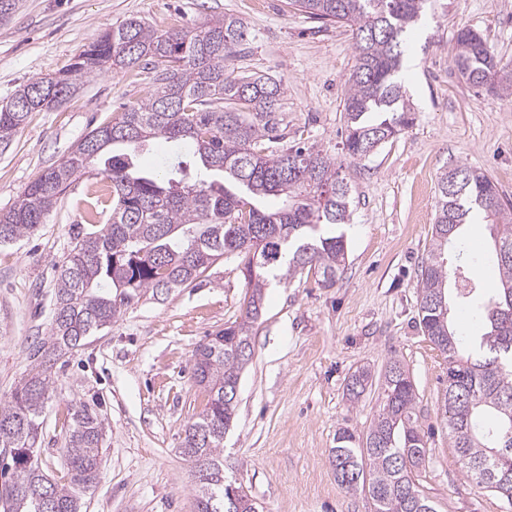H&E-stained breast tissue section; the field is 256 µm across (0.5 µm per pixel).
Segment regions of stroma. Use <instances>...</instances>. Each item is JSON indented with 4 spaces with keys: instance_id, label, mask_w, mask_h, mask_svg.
Here are the masks:
<instances>
[{
    "instance_id": "1",
    "label": "stroma",
    "mask_w": 512,
    "mask_h": 512,
    "mask_svg": "<svg viewBox=\"0 0 512 512\" xmlns=\"http://www.w3.org/2000/svg\"><path fill=\"white\" fill-rule=\"evenodd\" d=\"M227 14L248 27L234 66L284 86L289 139L341 157L352 36L289 0H17L15 11L0 18V105L21 85L66 68L126 19L158 31L190 30ZM463 27L512 63V0H435L401 74L414 125L343 165L352 214L335 228L348 248L339 281L325 288L305 271L265 290L237 420L224 436V472L258 512H372L365 493L341 487L332 459L339 428L365 433L381 402L376 388L350 402L349 376L363 366L381 373L393 357L416 386V425L428 449L420 488L436 512H512L505 499L464 477L444 417L448 363L419 326L418 274L441 171L460 163L481 169L512 205V101L459 76L452 56ZM153 78L149 68L103 71L78 80L50 110L30 113L0 148V214L91 129L144 101ZM100 182L93 175L75 180L37 232L0 245V402L29 372L30 344L48 335L57 269L86 225V203ZM465 233L473 274L480 284H494L499 272L488 228L469 224ZM238 264L233 256L220 259L189 287L122 308L56 370L38 441L46 473L56 479L66 471L72 404L94 409L104 425L100 480L82 494L81 512H197L196 479L181 452L186 427L206 403L193 353L240 319L245 288Z\"/></svg>"
}]
</instances>
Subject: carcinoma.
<instances>
[{"instance_id":"1","label":"carcinoma","mask_w":512,"mask_h":512,"mask_svg":"<svg viewBox=\"0 0 512 512\" xmlns=\"http://www.w3.org/2000/svg\"><path fill=\"white\" fill-rule=\"evenodd\" d=\"M297 10L350 28L355 50L343 100L342 152L366 158L414 122L399 73L414 25L427 0H291ZM247 38L234 15L212 19L192 32L155 31L132 18L86 46L65 69L19 89L0 106V147H6L28 114L62 100L82 77L105 69L153 65L155 86L138 106L90 130L70 154L28 184L20 202L0 218V244L27 236L77 178L94 170L108 183L87 202L89 228L77 234L58 268L47 339L10 399L0 403V508L3 512H79L81 494L100 478L102 420L81 404L66 439L67 482L50 480L39 462L41 417L53 390V362L109 326L121 308L193 284L216 261L236 255L246 295L244 317L198 345L194 376L207 392L198 419L186 431L183 454L195 468L198 512H254L245 492L224 484V434L237 408L241 374L251 359V332L262 317L264 290L278 278L315 271L325 287L336 284L347 258L343 236L323 226L350 217L349 186L338 162L314 146L287 143L281 112L284 88L263 74L228 64ZM453 63L466 83L488 76L499 93L512 95V64L503 63L477 32L455 36ZM188 144L207 177L190 178L174 158L163 177L134 160L157 141ZM438 177L431 248L419 279V325L448 358L444 415L467 480L512 504V472L495 452L512 449V208L484 173L456 166ZM479 212L495 227L500 279L492 288L459 284L470 268L448 265V249ZM456 297L478 302L483 326L479 352H464L450 319L448 283ZM382 403L363 436L336 434L337 481L361 491L374 512H435L419 489L427 449L414 420L415 384L392 360L380 374ZM373 385L365 367L346 384L357 400Z\"/></svg>"}]
</instances>
